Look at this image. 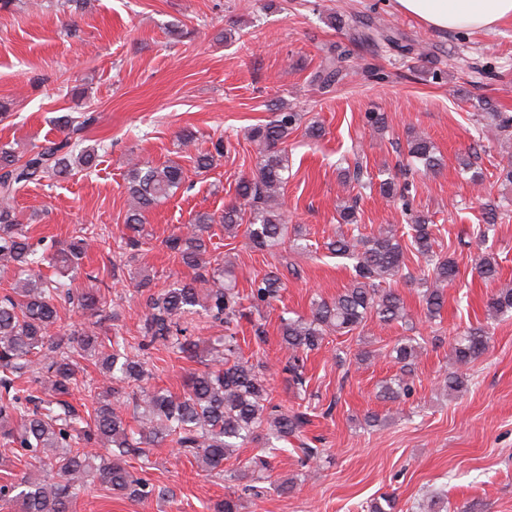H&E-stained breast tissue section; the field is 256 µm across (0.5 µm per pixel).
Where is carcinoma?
I'll return each instance as SVG.
<instances>
[{
	"label": "carcinoma",
	"mask_w": 512,
	"mask_h": 512,
	"mask_svg": "<svg viewBox=\"0 0 512 512\" xmlns=\"http://www.w3.org/2000/svg\"><path fill=\"white\" fill-rule=\"evenodd\" d=\"M352 30L354 44L370 46L382 41L403 55L414 54V46L400 43L392 29L372 24L368 16L353 19ZM348 54V50L331 48L310 75V82L325 91L332 88L340 74L336 59ZM298 121L299 113L289 111L282 102L270 120L248 128L246 139L256 146L257 161L252 177L236 185L238 201L224 206L218 215L197 213L191 223L162 241L182 265L194 271V277L147 295L142 335L132 342L84 328L51 334L58 328L59 306L69 304L94 315L101 295L94 284L98 274L93 271L85 273L87 287L75 291L70 282L44 277L42 268L78 269L99 233L85 229L63 247L50 251L33 241L14 206L16 195L31 183L66 180L97 167V149H81L74 138L90 119L78 120L69 114L56 117L54 125L61 136L34 145L22 155L6 144L0 146V275L15 276L13 287L0 296V439L33 459L20 483L0 486V500L7 497L17 502L20 512H73L76 490L90 477L134 502L147 500L155 495V487L134 477L127 458L141 456L144 449L166 441L194 460L201 471L218 473L245 443L262 438V455L240 467L239 477L252 481L268 478L272 459L290 445L303 467L320 457L322 449L312 447L305 436L307 412L274 402L267 363H254L241 352V320L247 317V310L258 311L278 300L283 278L273 270L256 275L244 295L237 288L231 261L209 249L215 224L224 225V232L233 236L245 226V237L259 251L271 253L284 243L288 216L281 195L289 177L288 138ZM407 154L409 166L416 172H431L441 166L433 143L424 135L409 132ZM223 156L224 138L211 137L208 147L193 156L194 168L206 171ZM184 180V169L176 162L161 166L130 162V206L125 224L141 232L145 214L175 195ZM350 180L388 201L401 202L410 224L402 233L391 224L366 233L357 220L359 197L341 206L340 223L347 225V231L331 239L327 250L352 262L351 284L330 300H313L309 316H284L280 321L281 348L286 352L282 371L298 391L306 383L304 356L320 349L328 336L356 330L362 333L371 323L381 328L398 324L408 331L414 329L404 300L391 288V281L406 277L416 284L425 314L432 320L444 306V288L459 273L453 256L434 249V228L428 217L410 208L409 183L400 184L393 176L376 183L366 180L358 161ZM497 219L493 213L472 227V238L484 242ZM409 253L423 260L416 276L405 272ZM475 270L485 281L499 279V263L492 253H479ZM200 312L224 327V337L203 352L192 339L191 316ZM510 313L512 286L507 284L490 295L486 315L497 320ZM425 344L422 336H403L386 350V356L400 368L379 386L378 398L398 401L412 395L413 368ZM489 344L486 325L457 334L451 343L455 371L445 375L441 390L465 389L468 377L464 369L479 359ZM157 347L203 365L191 373L182 393L146 385L145 355ZM86 354L97 358L104 382L94 392V402L81 414L68 398L76 386L77 358ZM22 382L35 384V389L21 387ZM129 410L135 428L126 419ZM92 447L111 449L112 459L98 458L90 451Z\"/></svg>",
	"instance_id": "1"
}]
</instances>
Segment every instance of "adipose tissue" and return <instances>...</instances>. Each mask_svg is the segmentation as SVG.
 I'll return each mask as SVG.
<instances>
[{
    "label": "adipose tissue",
    "mask_w": 512,
    "mask_h": 512,
    "mask_svg": "<svg viewBox=\"0 0 512 512\" xmlns=\"http://www.w3.org/2000/svg\"><path fill=\"white\" fill-rule=\"evenodd\" d=\"M395 5L443 32L490 30L512 19V0H395Z\"/></svg>",
    "instance_id": "1"
}]
</instances>
